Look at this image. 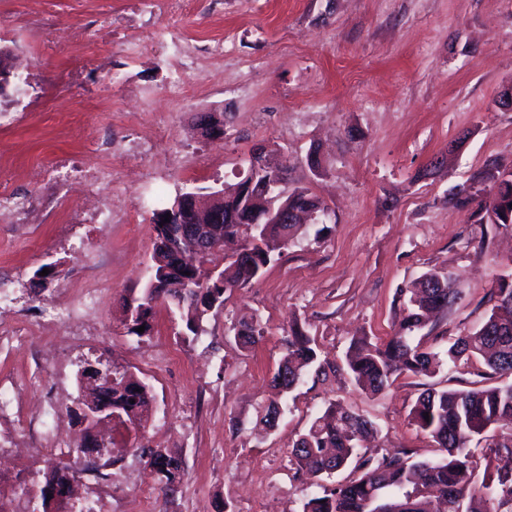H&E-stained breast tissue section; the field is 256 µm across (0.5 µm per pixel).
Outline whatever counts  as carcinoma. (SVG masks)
Masks as SVG:
<instances>
[{
	"mask_svg": "<svg viewBox=\"0 0 512 512\" xmlns=\"http://www.w3.org/2000/svg\"><path fill=\"white\" fill-rule=\"evenodd\" d=\"M485 216L477 224L489 225L481 231L512 230V218L490 208H480ZM170 224H155L153 253L160 257L157 269L173 265L172 253L164 239ZM224 244H234L231 253L243 248L252 253V264L231 260L219 272L222 286L208 294L222 295L245 288L260 277L288 241L301 232L300 224H217ZM164 297L180 312L183 329L198 335L201 316L191 288H154L146 283L139 293H130L124 302L127 332L139 338L151 331L153 304ZM460 299L453 276L429 270L415 279L404 293L399 317L388 340L358 336L350 341L346 366L355 384L369 397L383 394L394 381L406 375L432 378L443 368L466 374L474 370L478 380L462 389H437L419 393L411 407L410 421L425 432L438 448L431 459L418 460L415 452L398 448L381 456L359 452L362 443L374 437L376 428L369 417L331 401L313 419L292 448L289 463L296 472L330 477L351 465L358 476L344 483L322 485L303 505V512H512V468L497 461L512 457V273L502 275L489 292L492 307L483 322L459 336H450L443 346L425 342L422 331L431 313L444 314ZM145 327L142 332L139 327ZM235 339L243 349L260 342L265 324L255 314H242L233 324ZM318 362L315 340L294 319L272 384L282 393L292 392ZM112 387L99 396L112 403V413L126 417L137 430L145 428L152 398L147 385L133 373L112 366ZM135 403H130V400ZM484 443L481 458L474 459L472 441ZM149 453L150 469L160 473L175 456L163 448L141 449ZM79 470L67 463L51 467L45 484L65 486ZM15 496L27 503L41 499L42 512H49L44 487L26 481L14 487Z\"/></svg>",
	"mask_w": 512,
	"mask_h": 512,
	"instance_id": "1",
	"label": "carcinoma"
}]
</instances>
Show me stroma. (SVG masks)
I'll return each mask as SVG.
<instances>
[{
  "instance_id": "1",
  "label": "stroma",
  "mask_w": 512,
  "mask_h": 512,
  "mask_svg": "<svg viewBox=\"0 0 512 512\" xmlns=\"http://www.w3.org/2000/svg\"><path fill=\"white\" fill-rule=\"evenodd\" d=\"M112 19L109 44L95 24ZM223 56L197 55L177 72L150 54L157 36ZM0 45L22 55L25 92L0 98V184L19 197L58 191V160L110 161L112 178L87 192L66 187L72 208L111 202L108 224H20L0 216V498L13 512L17 476L66 458L82 428L61 414L52 442L29 436L26 413L45 395L77 396L80 361L101 356L128 368L155 398L144 429L116 424L120 464L81 473L85 500L108 512H302L313 480L288 455L327 402L368 415L378 433L367 454L410 448L434 457L432 440L409 420L421 388L401 377L381 396L355 387L343 369L352 336L384 340L399 316L400 288L430 269L453 275L462 298L436 329L456 336L478 326L496 280L512 272V232L479 244L474 211L495 193L479 173L512 170V112L495 99L512 81V0H191L181 17L153 0H0ZM224 114V137L194 128L196 113ZM461 140L457 153L448 146ZM264 143L290 162L289 187H306L328 209L330 233L299 235L259 280L227 295L196 340L156 303L149 336L128 334L123 298L142 288L156 232L152 197L231 187ZM324 153L312 176L305 157ZM447 155V164L430 170ZM54 265L42 287L34 274ZM98 286L97 334L73 347L64 331L39 332L52 309ZM261 315L267 333L251 349L234 339L238 314ZM298 318L320 349L324 373L308 374L266 432L255 430L275 391L288 321ZM28 331L13 337L15 326ZM179 456L183 481L162 490L133 447Z\"/></svg>"
}]
</instances>
